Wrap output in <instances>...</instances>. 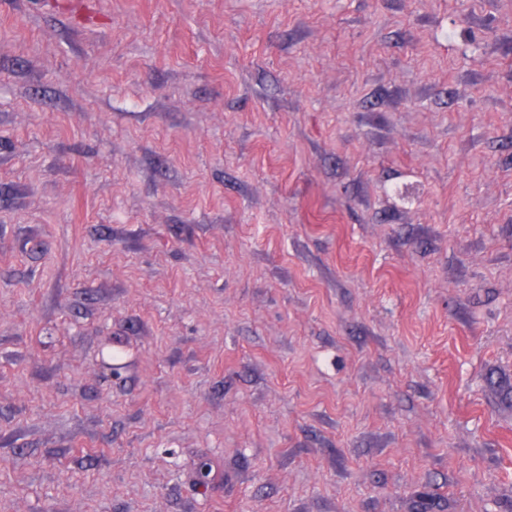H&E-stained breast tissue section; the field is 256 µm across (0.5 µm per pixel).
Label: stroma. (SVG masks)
I'll use <instances>...</instances> for the list:
<instances>
[{"label": "stroma", "instance_id": "stroma-1", "mask_svg": "<svg viewBox=\"0 0 512 512\" xmlns=\"http://www.w3.org/2000/svg\"><path fill=\"white\" fill-rule=\"evenodd\" d=\"M0 0V512H512V0Z\"/></svg>", "mask_w": 512, "mask_h": 512}]
</instances>
